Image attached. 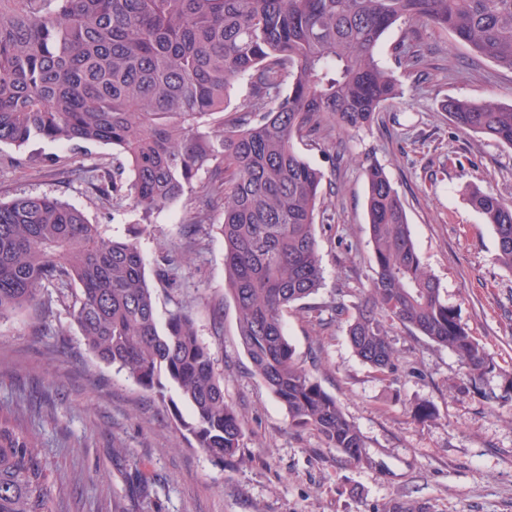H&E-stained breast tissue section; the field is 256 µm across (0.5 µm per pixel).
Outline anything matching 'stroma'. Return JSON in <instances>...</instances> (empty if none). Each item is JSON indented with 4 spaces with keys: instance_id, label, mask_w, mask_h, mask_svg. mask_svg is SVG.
<instances>
[{
    "instance_id": "stroma-1",
    "label": "stroma",
    "mask_w": 512,
    "mask_h": 512,
    "mask_svg": "<svg viewBox=\"0 0 512 512\" xmlns=\"http://www.w3.org/2000/svg\"><path fill=\"white\" fill-rule=\"evenodd\" d=\"M431 62L426 79L397 70L403 92L364 130L336 128L299 151L326 179L329 215L317 224L324 282L309 298L352 302L371 285L364 168L381 165L397 189L425 271L483 345L494 369L481 392L469 388L455 355L403 327L391 330L395 374L383 377L353 353L346 325L320 324L303 311L285 316L300 359L334 395L366 443L359 464L344 461L312 432L291 425L285 407L251 373L225 289L220 211H203L197 193L155 212L138 238L166 320L192 306L198 336L224 377V394L244 420L233 462L195 448L173 409L154 392L97 360L59 305L0 320V407L22 413L40 433L68 512H512V401L487 403L512 377V272L496 261L497 240L466 200L475 185L512 201V148L458 131L446 99L512 104V71L478 57L445 31L417 28ZM123 162L103 144L37 141L0 144V201L48 195L80 208L110 237H127L141 214L114 204L73 176ZM193 237H186V228ZM181 258L176 280L159 279L164 256ZM430 418L416 416L419 407Z\"/></svg>"
}]
</instances>
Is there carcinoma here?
Here are the masks:
<instances>
[{
	"label": "carcinoma",
	"instance_id": "carcinoma-1",
	"mask_svg": "<svg viewBox=\"0 0 512 512\" xmlns=\"http://www.w3.org/2000/svg\"><path fill=\"white\" fill-rule=\"evenodd\" d=\"M397 24H431L512 71V0H0V144L37 140L110 144L131 179L112 173L145 222L199 189L220 206L227 291L253 374L292 424L349 463L364 438L289 342L284 314L316 294L323 269L315 226L325 173L295 147L336 125L359 131L401 93L378 58ZM397 63L427 68L416 40ZM249 95L219 123L240 80ZM463 132L512 147V105L449 99ZM209 179L196 185L199 172ZM374 277L369 296L326 305L347 325L356 356L398 369L389 330L400 325L447 348L479 390L491 362L426 274L397 190L383 168L364 170ZM468 201L493 226L496 261L512 272V203L472 187ZM52 301L86 348L165 399L171 385L191 411L182 423L205 455L234 458L243 422L224 396L209 346L180 308L158 322L137 235L106 236L77 207L49 196L0 202V319ZM40 435L0 411V512H67Z\"/></svg>",
	"mask_w": 512,
	"mask_h": 512
}]
</instances>
